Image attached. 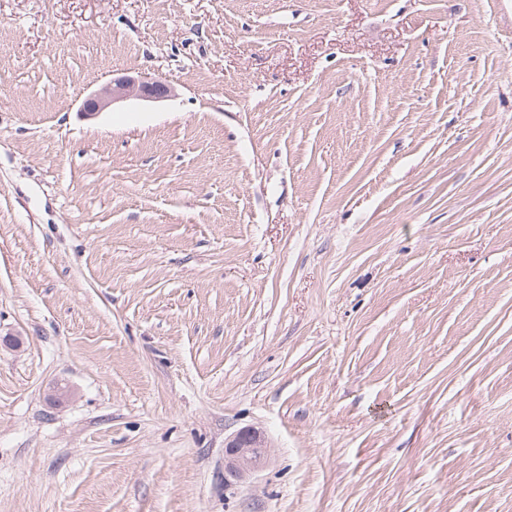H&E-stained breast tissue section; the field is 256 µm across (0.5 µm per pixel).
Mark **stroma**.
<instances>
[{"mask_svg": "<svg viewBox=\"0 0 512 512\" xmlns=\"http://www.w3.org/2000/svg\"><path fill=\"white\" fill-rule=\"evenodd\" d=\"M0 512H512V0H0ZM172 94L173 87L163 77L113 79L112 84L92 92L83 102L80 111L93 116L119 101L144 98L161 101ZM269 454L265 437L258 430L237 433L224 448V478L240 481L261 470Z\"/></svg>", "mask_w": 512, "mask_h": 512, "instance_id": "35a3bbf8", "label": "stroma"}]
</instances>
